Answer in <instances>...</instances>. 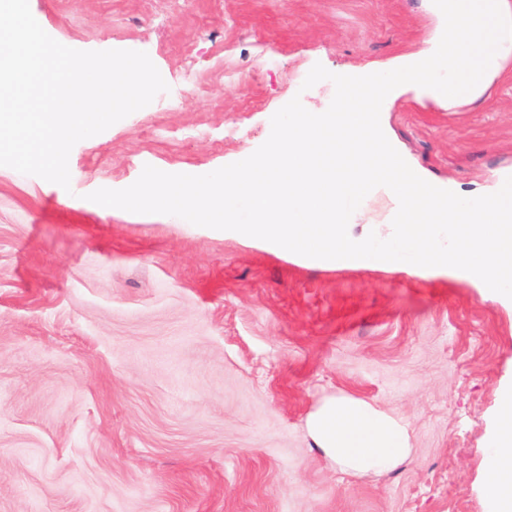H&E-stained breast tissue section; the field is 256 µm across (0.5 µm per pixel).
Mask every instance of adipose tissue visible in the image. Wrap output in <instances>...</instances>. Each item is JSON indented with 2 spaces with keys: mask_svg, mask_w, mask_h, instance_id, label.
Listing matches in <instances>:
<instances>
[{
  "mask_svg": "<svg viewBox=\"0 0 512 512\" xmlns=\"http://www.w3.org/2000/svg\"><path fill=\"white\" fill-rule=\"evenodd\" d=\"M512 419V386L503 388L498 429L485 453L488 512H512V439L502 429ZM313 445L353 478L389 473L412 455L407 424L375 402L339 394L321 399L306 419Z\"/></svg>",
  "mask_w": 512,
  "mask_h": 512,
  "instance_id": "obj_1",
  "label": "adipose tissue"
}]
</instances>
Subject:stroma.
Masks as SVG:
<instances>
[{"label":"stroma","mask_w":512,"mask_h":512,"mask_svg":"<svg viewBox=\"0 0 512 512\" xmlns=\"http://www.w3.org/2000/svg\"><path fill=\"white\" fill-rule=\"evenodd\" d=\"M52 38L148 54L169 89L69 155L70 189L0 166V512H487L483 451L512 384V304L452 271L274 254L166 214L88 201L144 166L250 156L293 98L409 65L431 0H29ZM381 127L463 197L512 176V59L455 109L407 89ZM375 188L355 233L385 236ZM405 419L413 453L353 479L313 448L319 399Z\"/></svg>","instance_id":"stroma-1"}]
</instances>
